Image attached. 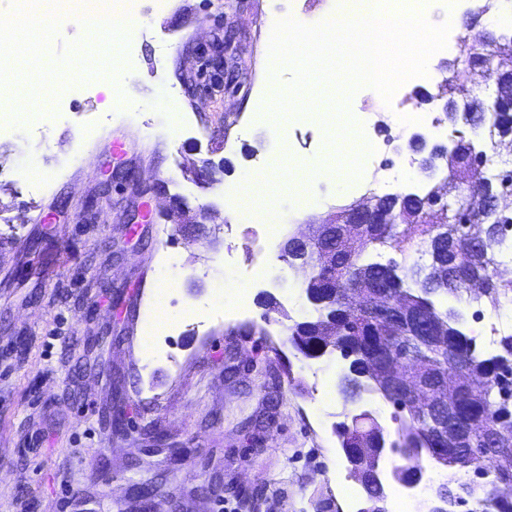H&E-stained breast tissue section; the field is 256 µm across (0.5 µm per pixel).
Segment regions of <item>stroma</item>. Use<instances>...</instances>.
Wrapping results in <instances>:
<instances>
[{
    "label": "stroma",
    "mask_w": 512,
    "mask_h": 512,
    "mask_svg": "<svg viewBox=\"0 0 512 512\" xmlns=\"http://www.w3.org/2000/svg\"><path fill=\"white\" fill-rule=\"evenodd\" d=\"M140 4L157 23L128 41L125 100L102 108V80L77 82L0 132V512H361L364 491L349 498L341 485L350 465L334 427L365 412L391 441L397 411L375 393L345 397L339 353L310 359L289 342L286 323L317 313L306 270L281 253L377 193L380 175L341 193L319 177L337 162L319 122L325 90L318 113L252 127L265 106L267 0H224L220 12L210 0ZM436 92L404 83L386 111L442 112ZM370 133L396 166L415 157L416 194L445 180L394 127ZM282 140L313 165L312 202L273 181L280 231L246 253L253 218L215 226L244 170ZM176 198L209 206V223L172 231ZM461 310L480 357L498 347L474 312L512 335V308L468 299Z\"/></svg>",
    "instance_id": "35a3bbf8"
}]
</instances>
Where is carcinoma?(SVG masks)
I'll list each match as a JSON object with an SVG mask.
<instances>
[{"mask_svg":"<svg viewBox=\"0 0 512 512\" xmlns=\"http://www.w3.org/2000/svg\"><path fill=\"white\" fill-rule=\"evenodd\" d=\"M488 57L492 60L509 57L512 59V43L494 49L476 44L468 38L460 40L454 58L448 65L450 76L446 84L439 87V96L447 99L448 110L445 119L450 123L460 120L484 129L482 146H492V139L512 135V97L491 101H468L463 104L455 98V92L467 84L473 60ZM448 181L457 192L465 190L470 180L483 175L477 155H462L456 164L447 167ZM425 206L412 204L399 197H378L375 199L373 224L358 225V237L346 244H340L336 256L327 252H313L309 256L311 276L306 292L319 301L316 305L318 316L313 321L298 323L289 328L294 346L307 358H319L326 353L337 352L341 357L351 359L355 376H345L343 392L354 395L361 390L372 391L391 402L407 416L399 419L397 438L389 450L405 460L410 467L422 459L425 453L433 454V441L442 421L437 418L435 406L449 402L453 407L454 419L461 424H470L473 435L470 443L459 453H449L448 467L458 473L476 471L484 454V444L479 433V423L495 420L501 426L512 429V399L499 395V387H512V336L499 340L501 353L481 358L475 353L473 339L463 333L457 324L462 313L454 308H436L433 297L451 295L461 299L468 290L465 279L452 277L450 267L431 270V266H418L413 270L415 289H403L402 281H391L384 277L375 263H365L362 255L365 248L374 244L403 242L408 236L418 234L424 237L428 252H433L434 236L447 232V238H459L465 226L475 222H487L476 243L469 265V273L488 280L490 301L499 304V296L512 293V288L492 279L489 268L482 257L492 258L493 249L499 242V233L489 232V225L499 224L496 216L482 219L484 209L463 195L457 200V207L448 211L449 228L425 223ZM383 284L395 288L393 298H406L414 313H433L434 335H427L412 322L379 317L369 311L371 289ZM406 361L409 384L421 383L431 393L434 405L414 406L406 404L396 390H389L377 382L364 384L369 378L371 365L380 361ZM467 366L468 378H483L489 383L488 389L479 395L465 390L453 391L438 386V379L456 375L458 364ZM365 415H355L351 424L337 426V437L346 459L357 469L359 457L356 451L366 447H385L380 429L364 425ZM451 491L455 499L450 506L465 504L468 500L478 503L480 512H512V498L504 499L491 489L482 497L474 495L473 484L461 476L452 477Z\"/></svg>","mask_w":512,"mask_h":512,"instance_id":"1","label":"carcinoma"}]
</instances>
